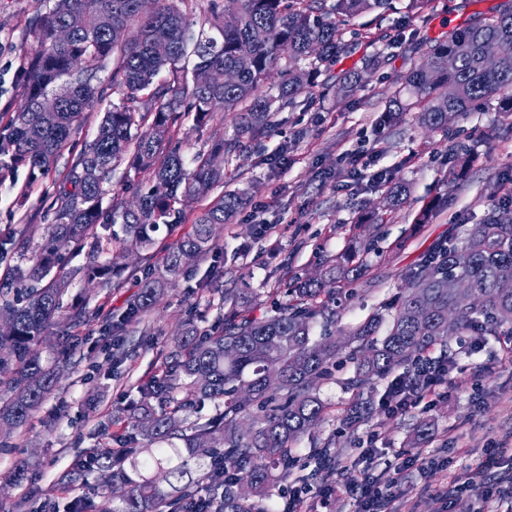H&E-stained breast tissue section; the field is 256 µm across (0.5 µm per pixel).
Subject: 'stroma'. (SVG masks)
<instances>
[{
    "instance_id": "1",
    "label": "stroma",
    "mask_w": 512,
    "mask_h": 512,
    "mask_svg": "<svg viewBox=\"0 0 512 512\" xmlns=\"http://www.w3.org/2000/svg\"><path fill=\"white\" fill-rule=\"evenodd\" d=\"M504 2L423 0L413 9L409 0H394L391 11L355 17L344 29L349 53L321 76L338 86L346 75L358 74L350 96L340 102L316 89L301 94L298 106L277 113L274 126L247 151L225 157L223 188L184 202L183 223L161 231L150 250L126 258L118 285L89 289L79 280L70 287V295L87 297L102 318L77 328L82 341L58 386L24 429L0 442V512H67L73 500L90 496L101 471H77V460L97 448L119 450L123 424L114 420L115 410L133 412L139 386L163 374L186 325L201 334L222 327L225 295L239 296L251 314L261 315L272 301L284 300L294 278L314 275L323 258L343 253L354 237L368 234L375 248L363 257L365 274L354 282L353 295L336 298V331L343 334L381 304L397 300L403 272L420 264L435 244L466 237L491 205L486 185L512 177V114L489 100L453 118L444 135L427 131L410 114L384 126L379 120L386 99L431 45L475 19L496 15ZM49 5L0 0V136L7 134L21 98L34 50L29 32ZM216 128L232 135L231 116L217 113L213 124L200 127L188 114L173 128L172 140L189 160L210 148ZM462 145L476 153L463 172L452 163ZM397 182L406 183L410 194L391 208L386 197ZM52 189L49 178L29 183L26 168L0 171V238L22 230L40 241L45 194ZM225 191L242 193L246 206L217 228L210 254L165 289L156 306L124 325L119 337L105 334L103 317L121 318L137 281L161 264L168 247ZM428 207L434 210L430 223H415ZM371 208L384 213L385 223H358ZM511 339L505 331L477 348L472 337H452L457 360L447 399L397 418L376 408L352 432L339 420L352 397L346 387L352 365L344 363L319 389L330 408L327 419L315 436L293 446V480L319 489L312 512H355L346 476L318 459V445L330 437L337 455L371 456V471L395 494L398 512H470L469 495L446 507L436 493L447 483L471 480L476 462L493 444L508 449L500 470H512V364L502 359V346ZM423 421L430 423L431 435L420 448L435 466L396 474V455L411 450ZM19 462L25 478L10 483ZM72 471L77 479L61 485L60 477Z\"/></svg>"
}]
</instances>
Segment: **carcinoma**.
Instances as JSON below:
<instances>
[{"label":"carcinoma","mask_w":512,"mask_h":512,"mask_svg":"<svg viewBox=\"0 0 512 512\" xmlns=\"http://www.w3.org/2000/svg\"><path fill=\"white\" fill-rule=\"evenodd\" d=\"M393 0H157L151 12L140 0H55L40 15L31 37L22 101L0 138V169H28L29 183L46 178L57 154L84 119L91 103L109 92L119 103L103 112L94 140L59 180L45 210L50 218L41 242L21 236L0 239V259L31 253L29 265L0 279V434L24 428L32 413L54 390L61 369L79 337L42 356L53 328H77L99 316L82 303L66 305L63 297L77 275L88 284L110 288L118 277L111 247L149 250L161 227L180 218L176 205L224 183L218 158L246 147L271 127L274 113L296 103L315 83L322 67L347 53L343 26L359 14L384 12ZM203 10L208 28L193 32L191 16ZM66 43L57 41L73 17ZM168 51L160 54L156 45ZM497 47L494 67L484 59L486 45ZM192 55V76L180 63ZM112 65L108 86L97 74ZM212 69L235 74L214 85ZM277 71L276 93H259L271 71ZM168 72L161 80L159 75ZM498 99L512 113V4L498 15L478 18L461 32L427 52V59L405 77L389 98L385 112L397 121L414 110L418 124L434 133L448 131V117L474 104ZM55 101L47 116L40 104ZM232 114L234 134L216 132L212 146L187 165L171 143V129L186 113L199 126L214 112ZM125 178L144 184L139 206L121 201L103 208L105 184L122 162ZM488 195L497 203L474 225L461 245L448 244L446 254L430 258L403 275L404 294L368 316L339 344L336 295L351 294L362 274L353 258L374 249V240L359 242L353 255L326 258L318 278H299L288 299L275 302L261 317L247 314L232 301L224 327L216 335L188 328L178 340L179 354L165 373L139 387L138 413L123 420L127 433L122 451L98 455L104 477L100 503L82 500L75 512H271L273 489L291 476L290 449L323 423L327 404L318 385L343 348L349 349L353 373L346 382L353 393L342 419L354 426L374 413L371 392L395 369L413 378L420 357L452 336H496L512 327V194L492 184ZM242 204L229 193L194 224L165 254L162 265L137 284L122 322H131L154 307L163 291L179 280L184 268L210 251L217 226ZM104 224L120 225L107 237ZM73 244L85 264L63 271L60 243ZM456 312L448 325V311ZM321 324L323 333L312 336ZM387 325L381 340L375 339ZM213 413L188 422L205 402ZM213 459L210 468L192 477L190 463ZM249 487L245 494L238 492Z\"/></svg>","instance_id":"1"}]
</instances>
